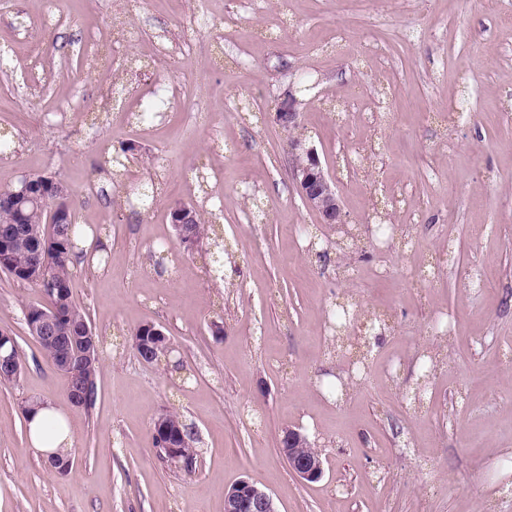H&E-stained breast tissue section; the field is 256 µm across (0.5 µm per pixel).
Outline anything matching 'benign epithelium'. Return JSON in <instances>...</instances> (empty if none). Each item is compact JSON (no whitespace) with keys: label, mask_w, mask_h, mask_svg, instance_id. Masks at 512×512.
Instances as JSON below:
<instances>
[{"label":"benign epithelium","mask_w":512,"mask_h":512,"mask_svg":"<svg viewBox=\"0 0 512 512\" xmlns=\"http://www.w3.org/2000/svg\"><path fill=\"white\" fill-rule=\"evenodd\" d=\"M299 101L293 92H288L279 103L275 119L292 134L289 139L291 173L296 181L304 203L317 212L324 224H345L341 200L335 178L325 170L317 149L306 139L295 135L300 128ZM36 176H26L18 187L0 193L11 198L16 206L41 203L43 189L33 184ZM58 196L51 210V216L58 224L70 220V206L67 194L61 183H56ZM195 211L190 205H180L172 211V224L177 240L187 235L186 225L194 223ZM31 331L49 341L60 342L75 335V326L62 320L58 313H43L30 323ZM281 451L290 469L299 478L313 482L321 478L323 463L315 446L300 431L289 428L281 439ZM224 512H276L272 498L247 481H242L231 489L224 500Z\"/></svg>","instance_id":"benign-epithelium-1"}]
</instances>
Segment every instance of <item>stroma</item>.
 <instances>
[{
	"label": "stroma",
	"instance_id": "1",
	"mask_svg": "<svg viewBox=\"0 0 512 512\" xmlns=\"http://www.w3.org/2000/svg\"><path fill=\"white\" fill-rule=\"evenodd\" d=\"M141 2L0 0V190L52 177L112 242L72 271L100 339L87 409L26 325L43 289L0 271L22 362L0 383V512H224L243 480L277 512H512V0ZM118 38L147 67L88 64V44ZM290 89L352 246L291 176L274 119ZM179 204L210 227L189 251ZM145 324L169 363L140 361ZM32 399L71 423L67 473L30 444ZM167 412L194 471L153 450ZM288 428L316 446L319 480L289 469Z\"/></svg>",
	"mask_w": 512,
	"mask_h": 512
}]
</instances>
